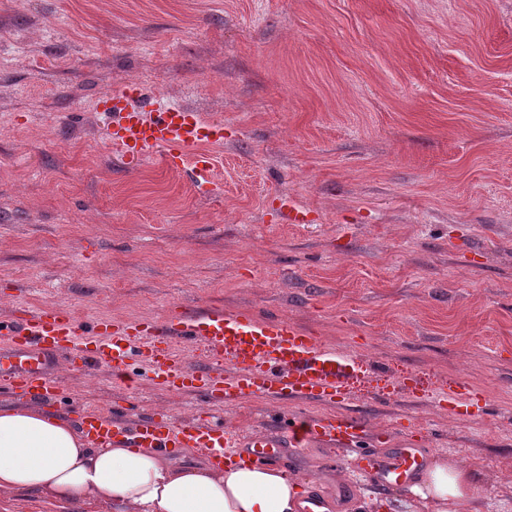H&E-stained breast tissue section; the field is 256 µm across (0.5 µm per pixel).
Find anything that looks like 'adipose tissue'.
Segmentation results:
<instances>
[{"label":"adipose tissue","instance_id":"1","mask_svg":"<svg viewBox=\"0 0 512 512\" xmlns=\"http://www.w3.org/2000/svg\"><path fill=\"white\" fill-rule=\"evenodd\" d=\"M33 492L56 505L115 502L125 512H301L307 491L279 464L216 468L118 441L95 447L79 423L46 409H0V496ZM424 512H480L474 467L432 455L404 488Z\"/></svg>","mask_w":512,"mask_h":512}]
</instances>
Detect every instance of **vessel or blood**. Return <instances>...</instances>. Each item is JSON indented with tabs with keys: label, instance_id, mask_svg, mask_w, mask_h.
<instances>
[{
	"label": "vessel or blood",
	"instance_id": "b4317fda",
	"mask_svg": "<svg viewBox=\"0 0 512 512\" xmlns=\"http://www.w3.org/2000/svg\"><path fill=\"white\" fill-rule=\"evenodd\" d=\"M109 99L110 107L102 111L104 130L123 158L139 164L158 153L166 167L176 169L192 150L196 181L207 184L211 161L200 147L223 140V126L160 97L144 98L135 87L111 93ZM0 339L8 343L0 351V385L55 404L64 392L57 376L62 366L85 372L105 367L127 376L139 359L149 364L153 383L207 405H232L245 398L302 403L342 398L366 371L354 352L324 345L287 318L220 306L182 311L160 321L85 322L68 307L48 305L1 316ZM180 346L198 352L196 366L183 363L176 352ZM468 393L467 383L458 381L435 401L455 412ZM80 424L100 447L125 440L135 448H198L217 465L247 456L294 455L310 442L336 444L355 452L358 476L376 475L386 485L409 480L423 464L416 448H396L385 456L365 447L368 430L352 416L302 415L247 437L210 414L177 424L158 412L129 422L87 409Z\"/></svg>",
	"mask_w": 512,
	"mask_h": 512
}]
</instances>
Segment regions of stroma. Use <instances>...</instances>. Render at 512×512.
<instances>
[{
    "label": "stroma",
    "mask_w": 512,
    "mask_h": 512,
    "mask_svg": "<svg viewBox=\"0 0 512 512\" xmlns=\"http://www.w3.org/2000/svg\"><path fill=\"white\" fill-rule=\"evenodd\" d=\"M131 83L223 124L213 195L191 163L112 148L100 110ZM51 304L282 315L384 375L333 402L246 399L226 425L354 410L382 451L465 460L482 512H512V0H0V316ZM134 371L132 392L60 369L64 415L203 414ZM409 371L417 397L372 400ZM453 380L467 415L426 394ZM280 463L361 490L349 452Z\"/></svg>",
    "instance_id": "stroma-1"
}]
</instances>
